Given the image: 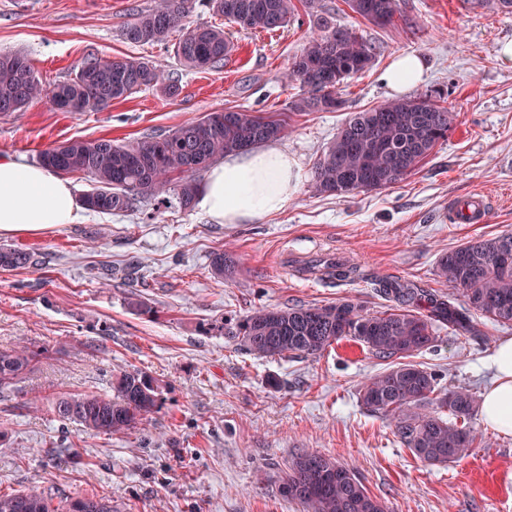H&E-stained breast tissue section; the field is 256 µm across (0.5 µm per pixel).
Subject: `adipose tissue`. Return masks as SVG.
I'll list each match as a JSON object with an SVG mask.
<instances>
[{
    "label": "adipose tissue",
    "mask_w": 512,
    "mask_h": 512,
    "mask_svg": "<svg viewBox=\"0 0 512 512\" xmlns=\"http://www.w3.org/2000/svg\"><path fill=\"white\" fill-rule=\"evenodd\" d=\"M303 181L298 160L275 142L232 153L214 165L196 207L215 224H253L287 209ZM78 219L69 181L41 165L0 155V236H45ZM495 381L481 401L485 425L512 435V338L490 357Z\"/></svg>",
    "instance_id": "obj_1"
}]
</instances>
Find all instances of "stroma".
Segmentation results:
<instances>
[{"mask_svg": "<svg viewBox=\"0 0 512 512\" xmlns=\"http://www.w3.org/2000/svg\"><path fill=\"white\" fill-rule=\"evenodd\" d=\"M154 0H0V53H25L51 86L74 75L88 54L146 57L173 73L168 97L142 89L102 112L56 110L48 98L0 115V154L34 164L48 146L69 139L117 141L161 134L207 113L232 109L284 113L280 144L304 179L287 209L259 224H213L171 202L154 217L79 209V219L43 237H0L31 249L39 265L0 269V349L25 345L29 371L0 392V493L52 490L61 499L94 493L114 512H304L280 490L295 453L334 456L353 468L388 512H512V435L480 417V439L458 462L416 459L386 419L360 401L365 381L384 361L345 339L316 357L259 358L211 331L261 306L329 304L351 299L383 309L373 281L390 277L436 293L448 285L438 257L466 241L512 232V69L496 59L512 40V12L462 0H404L406 20L378 27L346 0H321V14L377 48L372 68L345 80L336 112H292L295 83L286 71L315 32L317 17L297 6L285 27L244 30L228 23L234 50L222 70L189 71L173 44L134 45L121 26ZM426 64L416 96L442 90L455 127L406 180L337 197L317 191L314 162L348 113L390 100L382 76L398 55ZM474 193L491 201L487 223L452 224L453 204ZM236 256L231 276H213L214 253ZM341 254L356 266L345 282L308 275L307 262ZM477 338L440 328L416 357L439 386L482 395L489 357L512 328L482 327ZM139 370L164 398L137 428L93 434L60 425L53 398L105 396L113 376ZM79 452L83 465L69 463Z\"/></svg>", "mask_w": 512, "mask_h": 512, "instance_id": "35a3bbf8", "label": "stroma"}]
</instances>
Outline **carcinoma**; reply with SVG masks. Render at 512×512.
I'll return each instance as SVG.
<instances>
[{
	"mask_svg": "<svg viewBox=\"0 0 512 512\" xmlns=\"http://www.w3.org/2000/svg\"><path fill=\"white\" fill-rule=\"evenodd\" d=\"M201 5L246 30L273 31L288 23L293 0H201ZM351 10L376 26L402 17L399 0H348ZM196 0H157L125 23L122 37L134 44H161L179 33L176 54L190 70H218L230 56L224 27L195 25L190 17ZM319 33L308 39L281 81L296 82L302 94L288 103L291 112L337 111L339 86L371 68L375 46L352 30L321 17ZM154 88L174 97L175 78L147 59L89 56L75 76L45 90L22 53L0 54V114L18 112L44 95L63 112H101L134 92ZM457 121V114L424 94L391 99L354 112L312 167V183L323 193L344 197L397 184L411 175ZM286 127L266 112H210L163 134L124 142L100 137L70 139L42 150L40 164L61 176L82 175L91 189L80 196L88 210L108 214L135 212L152 204L159 208L173 194L191 207L201 176L228 153L280 140ZM37 264L25 249L0 246V268L13 270ZM236 262L223 253L211 259L212 273L222 279ZM322 274L344 280L356 272L347 264H327ZM438 275L448 292L437 294L418 285L376 280L375 290L390 302L368 312L352 301L325 305L260 307L238 320H226L217 332L236 339L259 357L316 356L340 340L364 344L390 366L373 375L360 391L362 405L393 423L402 443L432 465L456 462L469 452L477 436L468 422L475 398L458 387L435 396L436 374L409 361L434 346L438 327L463 336L482 334L478 318L512 326V233L469 240L437 260ZM33 352L26 346L0 350V387L13 383L30 367ZM111 396L68 394L53 403L62 423H78L97 434L128 431L162 404L158 386L147 375L122 371L112 379ZM306 512H387L356 472L334 457L301 451L292 456L281 477V491ZM112 512V501L96 495L55 501L45 491L0 493V512Z\"/></svg>",
	"mask_w": 512,
	"mask_h": 512,
	"instance_id": "obj_1",
	"label": "carcinoma"
}]
</instances>
